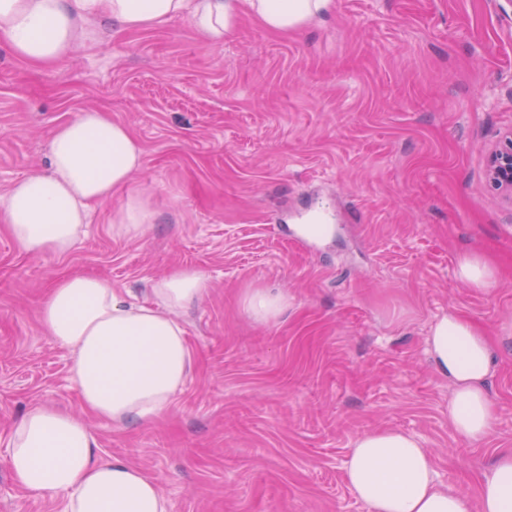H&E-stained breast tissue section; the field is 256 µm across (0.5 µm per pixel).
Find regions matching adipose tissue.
Wrapping results in <instances>:
<instances>
[{"instance_id": "obj_1", "label": "adipose tissue", "mask_w": 512, "mask_h": 512, "mask_svg": "<svg viewBox=\"0 0 512 512\" xmlns=\"http://www.w3.org/2000/svg\"><path fill=\"white\" fill-rule=\"evenodd\" d=\"M332 0H0V43L17 58L53 65L93 26L121 31L154 27L182 17L215 45L234 30L240 13L287 34L329 9ZM142 149L122 124L101 110L60 125L49 146L50 167L19 179L0 196L13 239L30 252L63 255L84 234L92 204L128 188ZM155 212L130 191L112 213L113 234L144 235ZM199 271L176 269L157 280L146 304L125 301L91 274L57 279L40 310L47 336L72 355V381L84 412L113 424L146 423L163 412L184 385L191 355L178 311L208 292ZM255 321H276L287 309L283 292L252 288L243 299ZM435 370L448 378V422L477 443L491 431L494 411L485 388L493 356L472 322L448 313L427 339ZM8 467L27 490L57 497L61 512H171L154 479L125 460L103 459L91 429L72 414L30 408L6 442ZM349 484L368 512H472L466 501L435 480L433 460L415 435L378 429L359 435L346 462ZM473 512H512V448L484 477Z\"/></svg>"}]
</instances>
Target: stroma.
Masks as SVG:
<instances>
[{"label":"stroma","instance_id":"35a3bbf8","mask_svg":"<svg viewBox=\"0 0 512 512\" xmlns=\"http://www.w3.org/2000/svg\"><path fill=\"white\" fill-rule=\"evenodd\" d=\"M88 109L141 145L131 186L156 220L141 238L113 235L116 194L57 255L23 250L0 216V512H58L14 481L3 451L31 407L81 408L72 356L39 320L51 283L89 272L143 301L178 268L210 284L180 315L184 386L149 423L88 421L100 455L153 478L171 512H367L345 462L380 428L419 437L438 483L475 500L512 448V204L486 175L512 128V13L498 0H334L302 32L244 17L220 45L175 18L100 29L51 67L0 45V195ZM321 204L333 232L297 235ZM465 250L496 267L490 291L457 281ZM256 287L287 295L279 321L245 313ZM451 310L492 342L495 421L478 444L449 425L451 385L428 354Z\"/></svg>","mask_w":512,"mask_h":512}]
</instances>
